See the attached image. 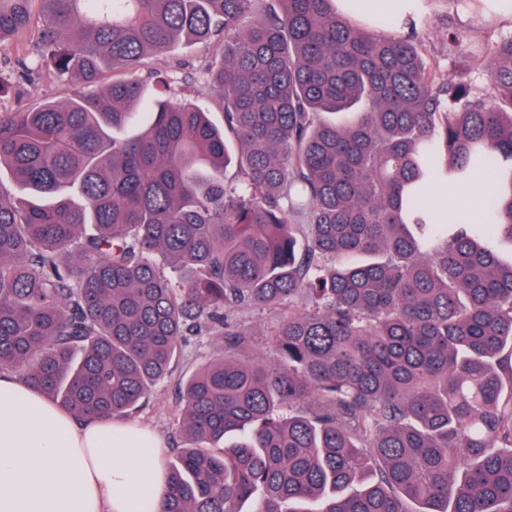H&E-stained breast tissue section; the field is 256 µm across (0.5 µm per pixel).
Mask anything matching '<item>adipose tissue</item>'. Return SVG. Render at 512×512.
Instances as JSON below:
<instances>
[{"label": "adipose tissue", "instance_id": "obj_1", "mask_svg": "<svg viewBox=\"0 0 512 512\" xmlns=\"http://www.w3.org/2000/svg\"><path fill=\"white\" fill-rule=\"evenodd\" d=\"M419 0H336L361 24L415 19ZM430 202L462 222H484L481 197L434 188ZM162 501L165 474L159 442L120 419L77 420L18 375L0 373V512H130L143 480Z\"/></svg>", "mask_w": 512, "mask_h": 512}]
</instances>
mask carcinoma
I'll list each match as a JSON object with an SVG mask.
<instances>
[{
    "label": "carcinoma",
    "mask_w": 512,
    "mask_h": 512,
    "mask_svg": "<svg viewBox=\"0 0 512 512\" xmlns=\"http://www.w3.org/2000/svg\"><path fill=\"white\" fill-rule=\"evenodd\" d=\"M34 1L53 74L131 77L0 112V372L124 419L224 339L178 384L157 512H512V35L488 100L334 0H0L1 52ZM218 36L224 128L145 100L147 53ZM487 170L485 222L428 206ZM284 306L244 359L232 316Z\"/></svg>",
    "instance_id": "carcinoma-1"
}]
</instances>
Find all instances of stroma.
Here are the masks:
<instances>
[{
	"instance_id": "1",
	"label": "stroma",
	"mask_w": 512,
	"mask_h": 512,
	"mask_svg": "<svg viewBox=\"0 0 512 512\" xmlns=\"http://www.w3.org/2000/svg\"><path fill=\"white\" fill-rule=\"evenodd\" d=\"M452 18L462 33L458 43H450L444 18ZM416 40L427 59L448 65L454 60H463L471 45L490 48L501 37L512 34V26L494 20L472 23L464 20L452 0H424L414 30ZM37 27L13 37L8 51L0 52V80L6 90L0 94V112L29 109L39 104L68 99L84 85L77 79L57 77L45 69H35L39 61L37 50ZM221 60L219 46L206 40L189 45L179 44L174 48L147 56L137 71L138 79L144 80L151 94H159V87L150 80L151 72H158L169 83L168 97L178 102L193 103L208 112L216 125H223L222 109L213 95L211 73ZM282 316L281 311H258L247 309L240 312L236 321L250 334L249 358L270 360L273 356L269 344V333ZM180 406L176 397L175 379H167L151 392L144 408L131 417L132 422L147 426L162 445L163 461L172 458L171 443L178 433Z\"/></svg>"
}]
</instances>
